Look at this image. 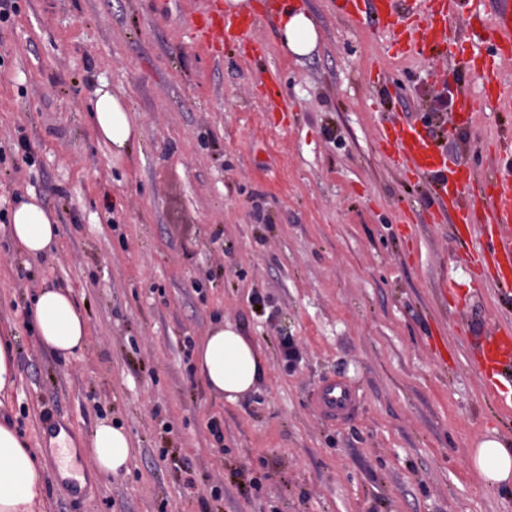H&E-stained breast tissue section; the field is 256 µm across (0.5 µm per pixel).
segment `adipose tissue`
Segmentation results:
<instances>
[{"instance_id":"ef3b65f1","label":"adipose tissue","mask_w":512,"mask_h":512,"mask_svg":"<svg viewBox=\"0 0 512 512\" xmlns=\"http://www.w3.org/2000/svg\"><path fill=\"white\" fill-rule=\"evenodd\" d=\"M284 47L293 55L311 54L318 42L311 14L296 5L280 14ZM90 119L99 137L114 155H122L137 138V127L119 95L107 87L96 90L90 102ZM7 234L16 248L38 257L52 248L58 237L53 214L38 200L19 204L11 214ZM29 319L43 347L69 359L90 341V325L72 289L44 287L34 295ZM194 368L209 391L231 404L249 399L266 382L269 365L259 345L242 328L225 321L213 326L195 350ZM88 456L105 477L126 470L135 456L126 429L100 420L89 441ZM471 465L486 487L512 489V440L491 435L480 441ZM46 487L38 449L14 425L0 422V512H36Z\"/></svg>"}]
</instances>
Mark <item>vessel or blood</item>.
<instances>
[{
	"label": "vessel or blood",
	"instance_id": "b4317fda",
	"mask_svg": "<svg viewBox=\"0 0 512 512\" xmlns=\"http://www.w3.org/2000/svg\"><path fill=\"white\" fill-rule=\"evenodd\" d=\"M494 18H475L469 26L470 40H489V65L475 75L491 85L490 98L496 109L512 112V88H505L495 62L503 48L512 46V0H501ZM461 0H417L416 28L430 44L444 47L448 42L449 15L458 12ZM270 10L251 8L228 14L224 0H204L197 27L211 52H221L225 43L251 42L255 28L269 21ZM379 147L386 163L402 174L425 182L438 211L452 210L459 224L479 225L483 243L475 256L482 266L494 268L497 293L512 295V159L495 157L483 173L462 163H449L445 151L423 130L408 120H387L381 130ZM480 358L482 383L495 400L512 401V327L492 324L479 330L470 341ZM355 401L347 383L323 380L313 406L327 421L342 419Z\"/></svg>",
	"mask_w": 512,
	"mask_h": 512
}]
</instances>
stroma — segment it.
<instances>
[{
    "mask_svg": "<svg viewBox=\"0 0 512 512\" xmlns=\"http://www.w3.org/2000/svg\"><path fill=\"white\" fill-rule=\"evenodd\" d=\"M341 2L305 0L319 40L303 57L273 22L254 34L261 53L209 54L198 0H15L0 22V225L34 196L59 228L36 258L0 232V338H14L19 374L0 421L40 448L50 416L83 448L107 417L137 448L127 473L77 500L48 475L38 512H512V491L471 467L488 432L512 438V409L486 396L468 344L470 329L512 325V300L466 262L477 232L460 236L376 149L389 112L426 120L479 168L512 144V113L460 56L475 110L451 125L444 60L421 41L395 55L412 18L345 17ZM103 82L140 130L120 158L88 118ZM447 283L472 293L461 312ZM45 286L73 288L89 319L66 363L26 318ZM221 318L270 365L236 405L191 364ZM331 377L356 388L336 424L312 406Z\"/></svg>",
    "mask_w": 512,
    "mask_h": 512,
    "instance_id": "obj_1",
    "label": "stroma"
}]
</instances>
